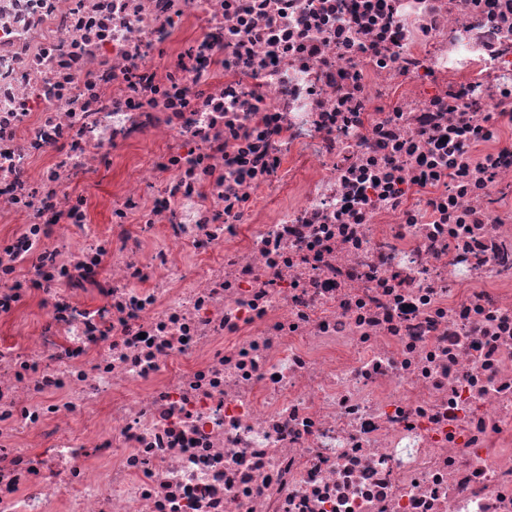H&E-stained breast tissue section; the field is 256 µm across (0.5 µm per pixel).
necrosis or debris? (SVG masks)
<instances>
[{
    "instance_id": "obj_1",
    "label": "necrosis or debris",
    "mask_w": 512,
    "mask_h": 512,
    "mask_svg": "<svg viewBox=\"0 0 512 512\" xmlns=\"http://www.w3.org/2000/svg\"><path fill=\"white\" fill-rule=\"evenodd\" d=\"M0 512H512V0H0Z\"/></svg>"
}]
</instances>
